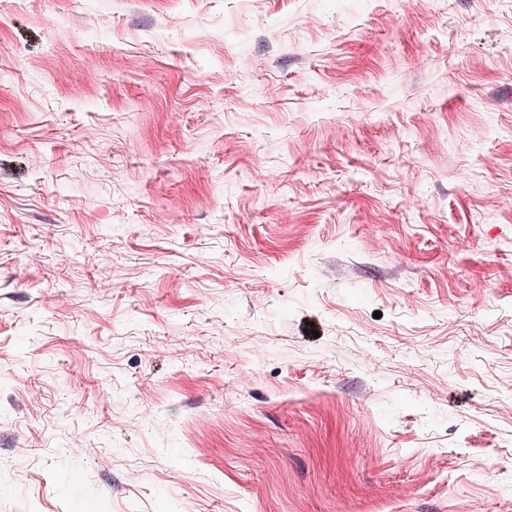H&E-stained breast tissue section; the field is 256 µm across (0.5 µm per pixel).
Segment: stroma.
Instances as JSON below:
<instances>
[{
    "label": "stroma",
    "instance_id": "stroma-1",
    "mask_svg": "<svg viewBox=\"0 0 512 512\" xmlns=\"http://www.w3.org/2000/svg\"><path fill=\"white\" fill-rule=\"evenodd\" d=\"M0 512H512V0H0Z\"/></svg>",
    "mask_w": 512,
    "mask_h": 512
}]
</instances>
